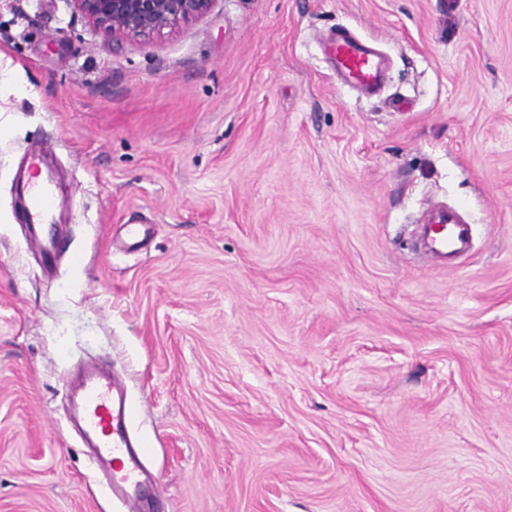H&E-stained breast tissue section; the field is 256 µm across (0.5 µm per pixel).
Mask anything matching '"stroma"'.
<instances>
[{"label": "stroma", "instance_id": "35a3bbf8", "mask_svg": "<svg viewBox=\"0 0 512 512\" xmlns=\"http://www.w3.org/2000/svg\"><path fill=\"white\" fill-rule=\"evenodd\" d=\"M391 60L368 98L320 48ZM0 512H124L66 422L111 362L163 512H512V0H217L115 44L0 0ZM46 148L43 272L15 174ZM463 208L438 267L421 215ZM145 224L140 248L122 225Z\"/></svg>", "mask_w": 512, "mask_h": 512}]
</instances>
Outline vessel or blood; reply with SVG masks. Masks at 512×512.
<instances>
[{"label":"vessel or blood","instance_id":"1","mask_svg":"<svg viewBox=\"0 0 512 512\" xmlns=\"http://www.w3.org/2000/svg\"><path fill=\"white\" fill-rule=\"evenodd\" d=\"M323 50L344 84L368 95L381 88L387 63L373 43L340 28L324 39ZM44 155L41 149L29 154L19 193L25 202L23 220L39 240L42 262L49 267L64 241L55 231L59 202L54 181L43 167ZM426 234L432 255L441 259L466 253L472 228L458 211L437 205L427 214ZM72 412L86 444L93 448L99 467L107 475L108 492L122 499L126 512H142L143 450L130 433L131 411L123 381L95 367L86 369L72 382Z\"/></svg>","mask_w":512,"mask_h":512}]
</instances>
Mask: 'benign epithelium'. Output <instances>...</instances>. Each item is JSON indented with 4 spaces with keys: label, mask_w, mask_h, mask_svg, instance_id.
I'll list each match as a JSON object with an SVG mask.
<instances>
[{
    "label": "benign epithelium",
    "mask_w": 512,
    "mask_h": 512,
    "mask_svg": "<svg viewBox=\"0 0 512 512\" xmlns=\"http://www.w3.org/2000/svg\"><path fill=\"white\" fill-rule=\"evenodd\" d=\"M115 42H150L206 17L217 0H68Z\"/></svg>",
    "instance_id": "benign-epithelium-1"
}]
</instances>
